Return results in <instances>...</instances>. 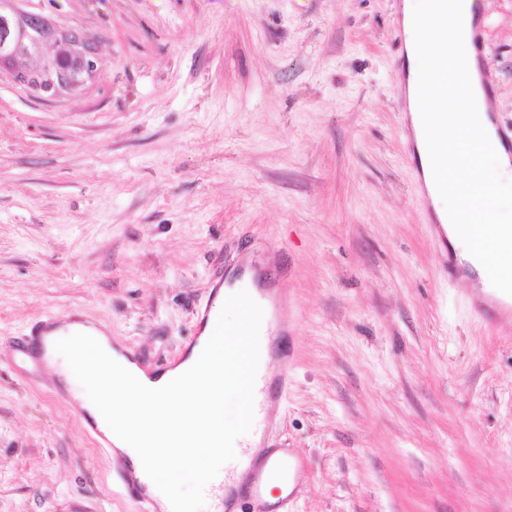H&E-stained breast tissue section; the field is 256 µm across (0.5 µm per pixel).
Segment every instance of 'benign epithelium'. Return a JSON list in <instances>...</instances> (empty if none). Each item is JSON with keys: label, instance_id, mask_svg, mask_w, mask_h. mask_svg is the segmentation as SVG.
Returning <instances> with one entry per match:
<instances>
[{"label": "benign epithelium", "instance_id": "7a95c632", "mask_svg": "<svg viewBox=\"0 0 512 512\" xmlns=\"http://www.w3.org/2000/svg\"><path fill=\"white\" fill-rule=\"evenodd\" d=\"M45 24L46 19L43 15L22 11H15L0 18V73L50 95L62 89L81 86L83 79L97 70L98 58L90 38L78 32H62L56 37L57 43L63 44V54L55 57L44 53L36 55L35 59L39 61V66L35 69L18 66V57L28 51L31 30ZM73 58L80 66V80L72 75L66 64V61Z\"/></svg>", "mask_w": 512, "mask_h": 512}]
</instances>
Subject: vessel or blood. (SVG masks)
Here are the masks:
<instances>
[{
  "instance_id": "b4317fda",
  "label": "vessel or blood",
  "mask_w": 512,
  "mask_h": 512,
  "mask_svg": "<svg viewBox=\"0 0 512 512\" xmlns=\"http://www.w3.org/2000/svg\"><path fill=\"white\" fill-rule=\"evenodd\" d=\"M441 17L451 20L450 27L428 28L424 20L410 18L417 33V48L427 54L428 71L415 85L417 99L429 100L434 92L433 70L439 59L430 57L433 40H450L455 47L448 65L456 88L470 92L469 75L474 56L482 54L483 44L477 24L468 23L464 11L450 0H438ZM434 233L441 245L440 262L449 280H470L474 311L492 335L512 338V282L501 281L489 263L483 243H476L472 261H460L451 248L441 224H434ZM237 304L248 311V325L257 344L270 348L280 346L283 361H290V332L283 310V298L277 287L264 284L234 296ZM288 381L287 373L272 377L261 359H254L251 369L252 410L256 421H263L268 407L281 399ZM248 444H240L238 453L225 455L221 464L212 467L203 484L204 493L221 499L224 512H267L270 487L279 491L276 512H288L289 503L302 491V462L290 449L276 448L264 456L251 457Z\"/></svg>"
}]
</instances>
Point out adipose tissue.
I'll list each match as a JSON object with an SVG mask.
<instances>
[{"mask_svg": "<svg viewBox=\"0 0 512 512\" xmlns=\"http://www.w3.org/2000/svg\"><path fill=\"white\" fill-rule=\"evenodd\" d=\"M451 76L435 74L437 91L427 102H411L414 131L433 124V143L444 157L440 168L421 160L433 206L441 224L469 211L480 223L499 228L490 250L498 276L512 280V213L503 212L499 197H512V154L485 150L461 141L459 113L486 112V101L470 105L466 98L448 94ZM465 177L469 194L460 197L435 191L436 180ZM244 311L228 302L219 322L207 325L198 345L186 352L178 366L151 379L136 362L116 352L107 330L75 321L64 329L48 330L53 355L46 361L71 403L96 422L112 443V454L132 471H140L145 455L158 452L175 457L181 472L205 480L226 442L249 433L251 448L260 435L253 432L249 338ZM87 382H79L82 370Z\"/></svg>", "mask_w": 512, "mask_h": 512, "instance_id": "ef3b65f1", "label": "adipose tissue"}]
</instances>
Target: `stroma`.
Instances as JSON below:
<instances>
[{
    "label": "stroma",
    "mask_w": 512,
    "mask_h": 512,
    "mask_svg": "<svg viewBox=\"0 0 512 512\" xmlns=\"http://www.w3.org/2000/svg\"><path fill=\"white\" fill-rule=\"evenodd\" d=\"M92 38L81 87L0 74V512H141L35 323L106 325L157 372L255 254L298 318L261 445L291 512H512V342L448 282L407 149L402 0H18ZM512 128V0H482Z\"/></svg>",
    "instance_id": "stroma-1"
}]
</instances>
